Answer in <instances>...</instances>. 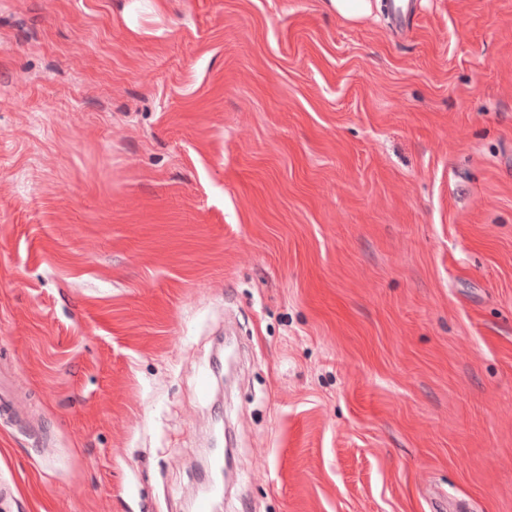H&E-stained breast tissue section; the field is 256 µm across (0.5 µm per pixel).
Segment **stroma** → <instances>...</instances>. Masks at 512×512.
Returning <instances> with one entry per match:
<instances>
[{
  "instance_id": "35a3bbf8",
  "label": "stroma",
  "mask_w": 512,
  "mask_h": 512,
  "mask_svg": "<svg viewBox=\"0 0 512 512\" xmlns=\"http://www.w3.org/2000/svg\"><path fill=\"white\" fill-rule=\"evenodd\" d=\"M387 2L0 0V512H512V0Z\"/></svg>"
}]
</instances>
